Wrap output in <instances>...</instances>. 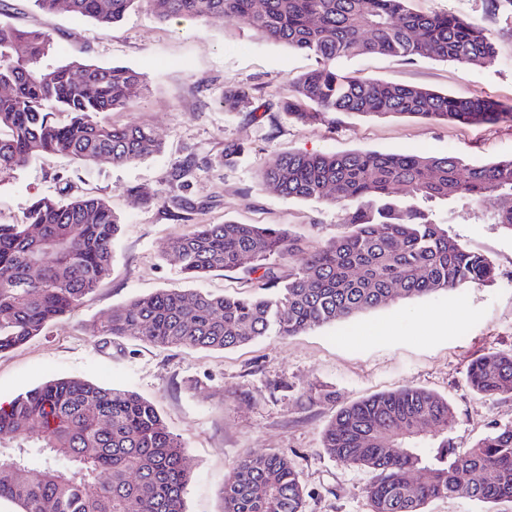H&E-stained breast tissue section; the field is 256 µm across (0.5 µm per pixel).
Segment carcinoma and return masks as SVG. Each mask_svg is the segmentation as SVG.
Listing matches in <instances>:
<instances>
[{
    "label": "carcinoma",
    "instance_id": "1",
    "mask_svg": "<svg viewBox=\"0 0 512 512\" xmlns=\"http://www.w3.org/2000/svg\"><path fill=\"white\" fill-rule=\"evenodd\" d=\"M42 10L111 24L141 0H33ZM161 21L243 20L253 35L315 58L289 80L281 112L300 123L334 124L341 114L410 117L468 125L512 122V106L459 98L419 86L358 76L345 63L363 55L414 62L435 57L492 64L499 40L485 27L448 13H421L412 0H146ZM48 35L0 25V174L45 153L116 166L159 149L138 125L114 126L101 114L139 96L142 76L122 66L73 61L43 67ZM82 79H75V75ZM254 98L247 86L224 93V111ZM191 167L174 173L177 194L162 207L188 211ZM260 186L288 199L347 202V230L309 250L281 224H191L169 249L185 278L243 270L259 291L241 295L162 290L112 310L93 326L158 347L224 350L268 334L292 336L397 300L491 282L495 267L448 234L433 204L466 201L489 208L512 233V158L473 165L456 155L373 150L273 154ZM404 195H396L398 188ZM119 222L101 198H39L18 224H0V353L40 335L74 311L105 279ZM40 265L39 278L31 277ZM472 391L512 397V352L472 360ZM448 399L420 388L373 395L341 407L322 437L326 452L371 473L370 512H423L434 498L468 488L485 504L512 501V426L465 450L451 444ZM416 471L419 484L407 483ZM190 466L154 405L134 391L54 378L0 405V500L18 512H185ZM303 487L288 458L248 454L224 484V512H303Z\"/></svg>",
    "mask_w": 512,
    "mask_h": 512
}]
</instances>
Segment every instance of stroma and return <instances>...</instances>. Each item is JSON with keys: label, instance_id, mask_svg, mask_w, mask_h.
Listing matches in <instances>:
<instances>
[{"label": "stroma", "instance_id": "stroma-1", "mask_svg": "<svg viewBox=\"0 0 512 512\" xmlns=\"http://www.w3.org/2000/svg\"><path fill=\"white\" fill-rule=\"evenodd\" d=\"M413 7L455 14L500 35L498 62L461 66L369 55L352 60L350 70L512 105V37L503 35L505 22L491 14L489 0H415ZM1 22L50 36L54 48L43 60L45 67L80 60L141 73L140 99L107 118L150 129L160 149L123 166L84 165L47 154L0 176V224L20 222L33 199L77 194L104 199L120 218L109 276L40 336L0 354V399L54 377L137 392L155 405L185 446L192 466L186 512H221L224 482L234 462L248 453L288 457L305 490L304 512H368L370 473L328 455L321 440L339 407L376 393L418 387L447 398L455 412L452 443L460 449L512 425V398L479 395L466 383L471 360L512 351V234L466 202L449 205L443 218L464 247L493 261V282L399 301L225 351L161 348L92 330L113 308L162 289L214 295L251 289L239 271L187 280L168 256L171 237L185 226L156 197L186 163L194 165L187 192L194 223L284 224L312 246L342 231L349 208L264 191L256 171L272 154L376 150L455 154L488 164L512 157V123L345 116L327 126L292 123L275 113L257 119L248 103L224 111L225 90L256 86L263 102L274 103L289 79L315 65L314 58L258 39L234 17L163 22L140 0L120 21L103 27L61 9L42 11L33 0H0ZM230 141L244 143L247 151L228 165L224 145ZM134 189L143 200L134 201ZM320 389L333 392L334 400L315 398Z\"/></svg>", "mask_w": 512, "mask_h": 512}]
</instances>
